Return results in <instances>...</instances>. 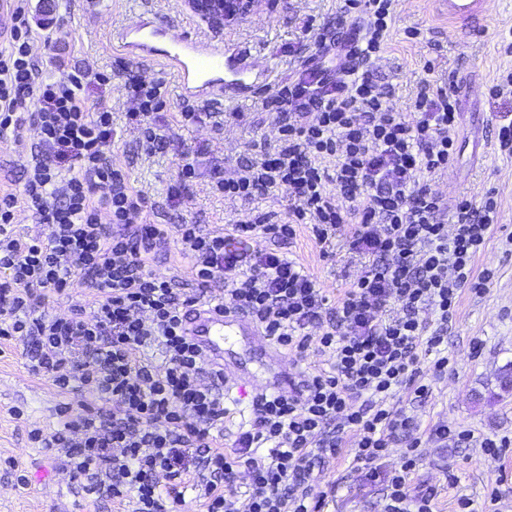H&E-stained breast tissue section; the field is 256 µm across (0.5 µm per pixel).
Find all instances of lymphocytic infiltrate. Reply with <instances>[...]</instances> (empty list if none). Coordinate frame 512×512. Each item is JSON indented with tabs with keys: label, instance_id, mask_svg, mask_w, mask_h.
<instances>
[{
	"label": "lymphocytic infiltrate",
	"instance_id": "lymphocytic-infiltrate-1",
	"mask_svg": "<svg viewBox=\"0 0 512 512\" xmlns=\"http://www.w3.org/2000/svg\"><path fill=\"white\" fill-rule=\"evenodd\" d=\"M393 3L345 0L338 27L298 49L296 73L263 102L284 116L277 146L254 144L234 177L216 170L210 180L227 199L284 190L292 202L285 216L258 212L223 233L151 222L144 194L112 164L111 107L88 101L107 76L84 68L38 78L35 12L31 0H13L0 46V132L29 124L37 138L20 193L0 194V340L24 343L29 369L56 388L98 401L80 411L62 404L53 432L32 433L87 494L134 503V512H180L182 486L195 476L206 512H320L327 494L315 491L313 474L351 431V470L381 485L383 512H431V495L408 487L417 424L389 402L406 387L427 394L421 354L447 369L444 328L462 288L485 284L473 262L497 202L463 197L450 210L431 188L456 153L459 112L453 93L425 80L413 112H403L393 86L374 75ZM128 93L142 150H165L173 135L158 120L162 83L132 77ZM20 211L45 233L18 235ZM306 224L320 244L350 225L348 248L365 260L337 300L282 251ZM172 237L192 285L149 268ZM259 238L262 248L239 251ZM77 279L93 289L92 303L41 312L46 293L70 298ZM200 305L245 314L280 349L334 359L293 390L255 396L254 420L227 452L215 444L227 414L224 371L183 328ZM151 348L161 362L145 358ZM402 436L400 462L387 466Z\"/></svg>",
	"mask_w": 512,
	"mask_h": 512
}]
</instances>
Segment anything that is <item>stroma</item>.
I'll list each match as a JSON object with an SVG mask.
<instances>
[{
    "label": "stroma",
    "instance_id": "stroma-1",
    "mask_svg": "<svg viewBox=\"0 0 512 512\" xmlns=\"http://www.w3.org/2000/svg\"><path fill=\"white\" fill-rule=\"evenodd\" d=\"M145 3L178 32L240 45L271 57L269 86L255 97L235 102L180 99L173 75L162 65L142 64L119 55L109 45L112 27L134 22ZM343 4L344 0H285L271 9L260 7L233 28L218 32L185 9L180 0H40L39 15L51 20L53 40L63 53L55 62L42 44H35L34 51L46 79L89 66L110 76L108 85L91 89L90 99L111 107L112 163L128 170L133 186L149 201H163L177 176L181 145L202 147L201 174L178 211L159 212L153 220L173 224L182 217L221 231L253 210L287 212L288 195L281 191L250 203L214 195L210 174L218 168L225 177H233L238 157L247 153L252 143L277 144L279 115L263 108L262 102L294 74L298 60L292 46L313 39L323 23L339 17ZM481 26L480 36H466L449 28L436 0H395L390 35L382 55L373 63L393 84L402 107L410 103L421 80L437 89L457 84L460 76L470 77L474 83L471 96L459 107L462 124L457 153L447 171L432 179L431 186L454 201L465 195L479 202L491 193L498 203V222L486 248L474 260L475 274L489 270L493 276L483 292L465 288L460 293L445 332L447 375L433 377L430 356H422L421 380L429 388L426 397L407 391L400 394L399 404L414 415L418 423L415 435L421 440L409 487L433 490L432 512H455L461 497L473 502L475 512H512V447L502 456L491 457L479 448H438L428 439L441 424L463 426L485 436L512 437V395L500 396L498 386L503 370L512 367V156L498 148L495 120L501 106L487 94L500 73L512 71V53H506L501 42L502 33L512 31V0H487ZM131 74L147 82H163L164 119L191 107L224 113L223 127L208 122L175 127V143L168 151L145 155L138 149L141 133L126 117V78ZM35 139L31 127L18 137L0 134V189L21 188L23 165ZM350 230V225H341L324 248L305 226L284 248L285 255L299 263L333 300L362 271L360 261L346 251ZM228 349L259 384L279 371L297 377L330 366L329 357L312 352L301 357L291 354L285 364H276L246 337L235 338ZM82 400L80 392L61 393L47 379L32 373L21 342L0 343V512H131V505L116 507L86 495L59 468L53 452L29 439L31 429L48 433L56 428L61 403L76 407ZM350 462L343 451L315 473V485L330 489L323 512H381L380 486L357 481ZM448 467L458 478L452 486L443 475ZM495 489L501 496L496 503L490 500Z\"/></svg>",
    "mask_w": 512,
    "mask_h": 512
}]
</instances>
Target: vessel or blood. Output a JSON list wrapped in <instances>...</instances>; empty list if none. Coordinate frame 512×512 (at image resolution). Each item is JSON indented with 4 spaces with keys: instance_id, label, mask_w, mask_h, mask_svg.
<instances>
[{
    "instance_id": "b4317fda",
    "label": "vessel or blood",
    "mask_w": 512,
    "mask_h": 512,
    "mask_svg": "<svg viewBox=\"0 0 512 512\" xmlns=\"http://www.w3.org/2000/svg\"><path fill=\"white\" fill-rule=\"evenodd\" d=\"M449 26L474 30L483 16L484 0H441ZM151 9L140 10L136 22L114 29L111 42L120 52L135 54L171 69L183 98L225 99L253 97L269 79L267 59L246 50L221 46L199 38L176 34L156 24ZM185 332L216 363L224 361V347L235 336L262 340L259 328L241 314L222 313L197 306L188 310Z\"/></svg>"
}]
</instances>
